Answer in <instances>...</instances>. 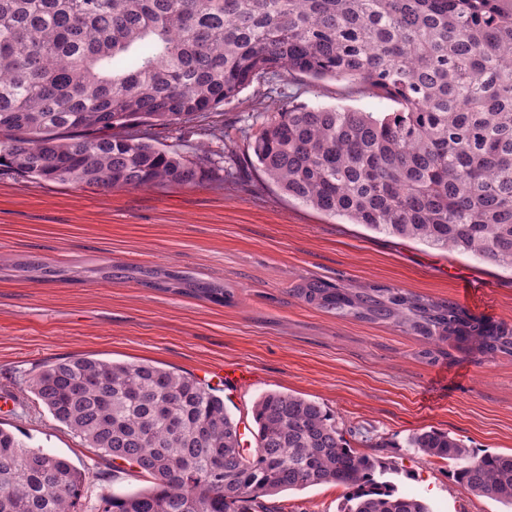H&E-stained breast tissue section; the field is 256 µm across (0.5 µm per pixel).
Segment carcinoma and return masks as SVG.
Segmentation results:
<instances>
[{
  "label": "carcinoma",
  "instance_id": "carcinoma-1",
  "mask_svg": "<svg viewBox=\"0 0 512 512\" xmlns=\"http://www.w3.org/2000/svg\"><path fill=\"white\" fill-rule=\"evenodd\" d=\"M334 79L389 112L294 104L286 74ZM252 164L288 197L384 234L512 269V0H0V166L102 189L197 185L224 153L187 155L143 127L195 129L255 81ZM149 288L223 305V286L176 271ZM292 296L338 317L405 328L430 357L454 338L512 356V327L384 286L307 280ZM29 388L90 448L150 479L95 512H273L264 498L331 483L340 512H430L349 447L316 401L268 392L256 446L217 389L151 363L67 357ZM407 447L453 464L468 492L512 506V453L422 430ZM82 473L0 428V512H79Z\"/></svg>",
  "mask_w": 512,
  "mask_h": 512
}]
</instances>
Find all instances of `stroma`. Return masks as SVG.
<instances>
[{
    "instance_id": "obj_1",
    "label": "stroma",
    "mask_w": 512,
    "mask_h": 512,
    "mask_svg": "<svg viewBox=\"0 0 512 512\" xmlns=\"http://www.w3.org/2000/svg\"><path fill=\"white\" fill-rule=\"evenodd\" d=\"M311 106L389 111L388 102L333 80L296 74L285 86ZM243 167L237 178L143 189L74 187L0 166V396L12 399L0 427L68 459L86 478L81 512L96 495L133 494L146 478L113 471L53 419L27 381L70 356L145 361L203 377L236 367L246 381L221 388L234 419L253 426L265 393L320 403L348 433L351 448L395 463L399 492L431 512H505L457 485L447 464L407 448L421 430L449 433L466 447L512 453V357L486 359L448 345L421 357L416 336L391 324L342 319L289 296L304 280L402 288L452 300L469 315L512 325V271L324 215L284 195L251 168L247 140L224 144ZM38 259L53 280H33L20 263ZM113 263L163 268L223 284L228 305L103 280ZM345 487L316 484L273 496L283 512H339Z\"/></svg>"
}]
</instances>
